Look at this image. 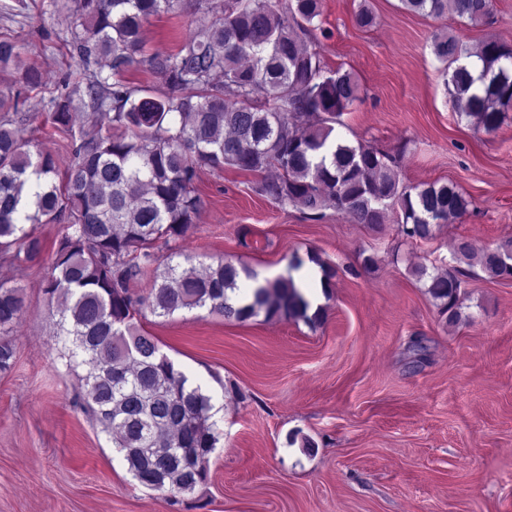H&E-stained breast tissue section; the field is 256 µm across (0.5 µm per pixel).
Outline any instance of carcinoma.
I'll list each match as a JSON object with an SVG mask.
<instances>
[{
    "mask_svg": "<svg viewBox=\"0 0 512 512\" xmlns=\"http://www.w3.org/2000/svg\"><path fill=\"white\" fill-rule=\"evenodd\" d=\"M400 2L427 17L452 13L475 24L493 9V0ZM195 3L212 19L177 52L148 53L147 20L182 9L184 0H75L67 46L87 73L85 88L48 101L54 128L70 137L72 162L61 175L52 155L32 151L24 137V92L0 98V255L32 261L43 245L26 226L63 225L44 294L67 365L87 367L78 399L132 479L166 494L173 512L205 507L192 495L207 484L210 456L224 437L221 408L209 390L188 385L138 319L206 309L229 321L262 316L314 325L323 315L321 308L308 314L290 276L266 281L251 303L236 307L228 293L257 274L222 256L199 268L179 250L200 210L199 171L259 173L260 195L309 220L333 207L354 223L380 227L393 209L401 236L415 241L433 238L440 222L470 205L452 183L403 184V149L336 137L333 123L360 101L361 87L351 72L326 68L315 48L321 0ZM433 51L454 65L448 83L458 114L496 130L512 108V47L487 40L471 54L456 37L437 34ZM463 56L479 59L478 75L459 63ZM19 62L15 43L0 40V70ZM133 67L160 75L165 93L126 83L122 76ZM162 249L169 252L164 264ZM454 251L489 278L512 280L503 263L511 239L479 252L460 239ZM152 267L150 292L141 295L133 284ZM413 272L440 315L456 324L461 270L430 273L419 265ZM24 306L22 287L0 280L1 375L15 366L12 333Z\"/></svg>",
    "mask_w": 512,
    "mask_h": 512,
    "instance_id": "carcinoma-1",
    "label": "carcinoma"
}]
</instances>
